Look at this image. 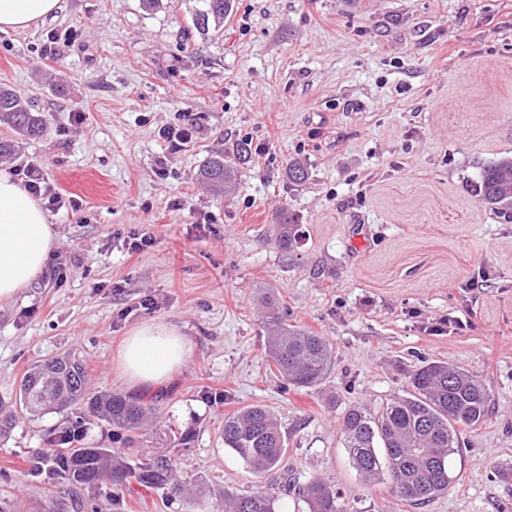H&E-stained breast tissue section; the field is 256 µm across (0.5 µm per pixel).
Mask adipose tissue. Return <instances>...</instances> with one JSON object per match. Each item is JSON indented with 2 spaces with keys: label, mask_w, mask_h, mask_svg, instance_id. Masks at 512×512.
Segmentation results:
<instances>
[{
  "label": "adipose tissue",
  "mask_w": 512,
  "mask_h": 512,
  "mask_svg": "<svg viewBox=\"0 0 512 512\" xmlns=\"http://www.w3.org/2000/svg\"><path fill=\"white\" fill-rule=\"evenodd\" d=\"M61 0H0V31L22 32L55 15ZM57 246L39 200L0 171V303L11 301L46 268ZM192 357L187 337L162 321H148L126 336L118 367L135 387L166 386Z\"/></svg>",
  "instance_id": "obj_1"
}]
</instances>
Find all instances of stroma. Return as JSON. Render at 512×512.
I'll return each mask as SVG.
<instances>
[{"instance_id": "obj_1", "label": "stroma", "mask_w": 512, "mask_h": 512, "mask_svg": "<svg viewBox=\"0 0 512 512\" xmlns=\"http://www.w3.org/2000/svg\"><path fill=\"white\" fill-rule=\"evenodd\" d=\"M23 33L0 31V83L48 119L23 144L76 208L47 211L45 272L0 304V403L60 355L88 389L138 395L116 364L150 320L188 338L190 363L153 395L136 436L87 417L81 444L136 461L173 449L177 492L132 486L109 512H224L269 485L225 448L224 417L268 407L296 485L318 477L342 512H512V223L475 191L512 157V0H232L198 33L197 0H62ZM192 122L172 149L169 127ZM231 194L203 181L236 157ZM308 170L305 182L288 166ZM291 215L290 252L276 224ZM152 244L131 252L132 238ZM335 349L321 384H286L266 354V299ZM476 375L491 396L463 429L447 492L422 505L365 483L341 433L352 406L401 396L422 362ZM73 410L18 417L0 435V505L68 512L30 473Z\"/></svg>"}]
</instances>
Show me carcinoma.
Returning a JSON list of instances; mask_svg holds the SVG:
<instances>
[{"instance_id":"1","label":"carcinoma","mask_w":512,"mask_h":512,"mask_svg":"<svg viewBox=\"0 0 512 512\" xmlns=\"http://www.w3.org/2000/svg\"><path fill=\"white\" fill-rule=\"evenodd\" d=\"M192 23L200 32L224 23L230 0H198ZM10 127L15 138L0 140V163L21 152L23 141L42 137L48 122L30 101L0 85V125ZM237 168L223 156L211 158L200 176L215 189L230 193ZM476 192L507 224L512 223V158L504 157L481 168ZM277 240L286 251L299 238L293 218L276 225ZM270 326L267 355L284 380L297 389L319 384L333 367L335 355L322 336L290 325L267 303ZM88 372L79 360L58 357L34 365L21 379L16 404L30 416L64 406H85L106 423L129 431L142 429L154 411L151 404L120 391L93 394L87 388ZM407 395L395 398L371 412L351 407L343 415L341 430L354 468L367 482L387 476L392 492L401 500L422 504L448 491L452 483L450 457L461 447L458 428L481 424L489 410V395L477 376L446 362L432 361L409 375ZM81 421L62 431L35 467L43 488L51 492L60 483L70 487L75 512H100L97 493L112 487L119 497L132 484L163 489L173 484L175 463L157 455L130 463L108 448L74 447ZM224 445L254 473L265 475L280 469L284 438L273 414L263 405L251 404L224 417ZM309 512H341L336 488L313 477L299 489ZM277 496L261 490L235 497L229 512H276Z\"/></svg>"}]
</instances>
